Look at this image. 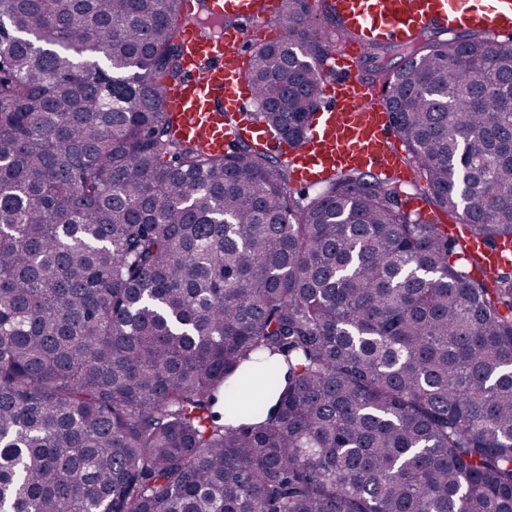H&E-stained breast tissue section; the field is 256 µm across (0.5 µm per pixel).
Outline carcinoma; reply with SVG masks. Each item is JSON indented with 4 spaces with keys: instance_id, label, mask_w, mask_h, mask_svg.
Wrapping results in <instances>:
<instances>
[{
    "instance_id": "cac0c4a2",
    "label": "carcinoma",
    "mask_w": 512,
    "mask_h": 512,
    "mask_svg": "<svg viewBox=\"0 0 512 512\" xmlns=\"http://www.w3.org/2000/svg\"><path fill=\"white\" fill-rule=\"evenodd\" d=\"M313 11L281 0L246 71L290 146L339 46ZM188 21L0 0V512H512V269L470 248L512 238V42L380 68L425 182L303 203L268 147L178 137Z\"/></svg>"
}]
</instances>
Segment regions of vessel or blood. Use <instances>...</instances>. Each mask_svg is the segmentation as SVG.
<instances>
[{"label": "vessel or blood", "instance_id": "vessel-or-blood-1", "mask_svg": "<svg viewBox=\"0 0 512 512\" xmlns=\"http://www.w3.org/2000/svg\"><path fill=\"white\" fill-rule=\"evenodd\" d=\"M350 35L346 57L323 88L321 115L299 146L286 149L297 181L313 186L326 175L360 168L410 180L414 167L396 148L398 141L383 98L362 78L357 60L371 41L408 46L430 28L472 30L512 38V0H330ZM214 18L234 19V27L211 38L194 24L180 33L182 82L167 86L163 105L175 118L180 137L213 153L237 141L270 144L264 126L251 116L255 101L242 61L244 31L267 25L277 0H208ZM512 265V243L485 251L484 275Z\"/></svg>", "mask_w": 512, "mask_h": 512}]
</instances>
